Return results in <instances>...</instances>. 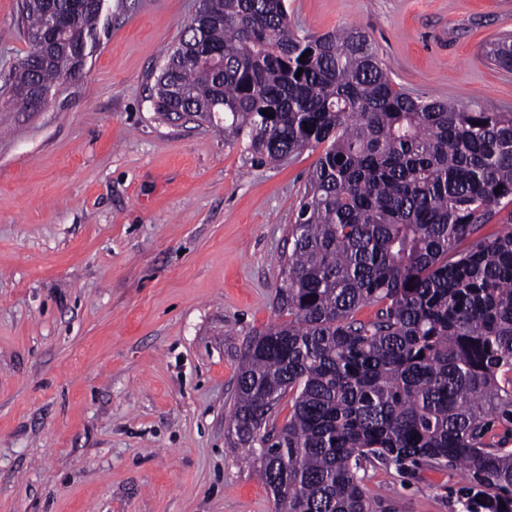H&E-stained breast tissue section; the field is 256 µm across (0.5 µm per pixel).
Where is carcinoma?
<instances>
[{
	"label": "carcinoma",
	"mask_w": 512,
	"mask_h": 512,
	"mask_svg": "<svg viewBox=\"0 0 512 512\" xmlns=\"http://www.w3.org/2000/svg\"><path fill=\"white\" fill-rule=\"evenodd\" d=\"M49 4L22 0L11 87L29 96L96 36L98 9L56 31L49 10L72 0ZM485 56L511 72L512 40ZM150 101L166 121L224 120L257 165L321 149L279 286L288 322L252 339L228 423L278 512H371L376 464L462 465L460 512H512V111L397 89L365 32L302 35L286 0H200Z\"/></svg>",
	"instance_id": "carcinoma-1"
}]
</instances>
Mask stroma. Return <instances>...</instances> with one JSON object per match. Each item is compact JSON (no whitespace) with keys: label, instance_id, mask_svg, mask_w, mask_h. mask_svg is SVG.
Returning <instances> with one entry per match:
<instances>
[{"label":"stroma","instance_id":"obj_1","mask_svg":"<svg viewBox=\"0 0 512 512\" xmlns=\"http://www.w3.org/2000/svg\"><path fill=\"white\" fill-rule=\"evenodd\" d=\"M353 26L395 85L512 110L484 47L512 0H287ZM198 0H104L84 74L0 121V512H274L228 431L239 361L287 322L291 226L319 153L253 164L149 96ZM30 48L0 0V86ZM459 467H370L372 512H458Z\"/></svg>","mask_w":512,"mask_h":512}]
</instances>
